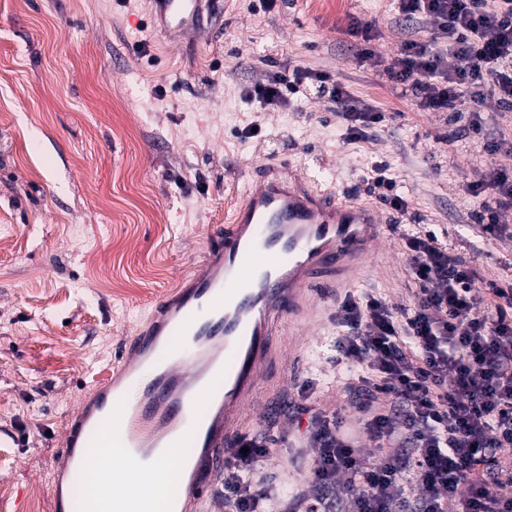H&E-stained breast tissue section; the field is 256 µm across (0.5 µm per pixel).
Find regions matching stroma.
<instances>
[{"instance_id":"35a3bbf8","label":"stroma","mask_w":512,"mask_h":512,"mask_svg":"<svg viewBox=\"0 0 512 512\" xmlns=\"http://www.w3.org/2000/svg\"><path fill=\"white\" fill-rule=\"evenodd\" d=\"M354 16L375 57L355 56ZM400 39L391 0H278L265 13L224 0L221 28L185 39L156 32L151 0H0V487L10 491L0 512H31L30 488L53 484L63 429L90 383L202 262L245 179L270 160L370 202L360 175L388 161L416 222L474 255L483 279L512 284V236L471 249L481 201L468 191L490 165L512 170V156L487 160L470 136L449 143L446 115L393 90L379 59ZM287 64L338 74L384 126L347 143L317 100L279 110L245 100ZM254 124L259 135L244 137ZM351 289L407 302L399 235ZM335 338L336 295L325 292L311 327L279 329L291 365L273 383L310 382L312 403L340 407L347 372ZM271 421L263 479L310 489L307 461L285 447L306 435V415Z\"/></svg>"}]
</instances>
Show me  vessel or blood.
Segmentation results:
<instances>
[{"label": "vessel or blood", "mask_w": 512, "mask_h": 512, "mask_svg": "<svg viewBox=\"0 0 512 512\" xmlns=\"http://www.w3.org/2000/svg\"><path fill=\"white\" fill-rule=\"evenodd\" d=\"M159 26L190 35L223 18V0H157ZM380 211L264 164L230 223L214 231L203 264L137 326L118 363L92 388L64 432L56 512H72L71 474L98 447L126 451L123 479L139 465L164 471L158 496L86 493L83 512H221L215 491L224 454L249 435L245 420L274 351L278 321L301 319L317 291L347 287L386 238Z\"/></svg>", "instance_id": "obj_1"}]
</instances>
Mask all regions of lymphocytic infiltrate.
I'll return each instance as SVG.
<instances>
[{
	"label": "lymphocytic infiltrate",
	"mask_w": 512,
	"mask_h": 512,
	"mask_svg": "<svg viewBox=\"0 0 512 512\" xmlns=\"http://www.w3.org/2000/svg\"><path fill=\"white\" fill-rule=\"evenodd\" d=\"M402 39L387 78L424 112L469 115L486 125L495 100L512 112V0H394ZM262 108L316 97L346 142L368 139L385 115L323 70L283 67L245 91ZM491 203L476 215L484 237L512 222V172L494 169L470 188ZM409 305L375 294L336 301L338 363L348 378L342 408H310L303 442L313 449V493L291 512H512V314L497 283L478 281L470 260L429 231L402 234ZM269 453L263 433L224 457L231 512H274L256 473Z\"/></svg>",
	"instance_id": "obj_1"
}]
</instances>
